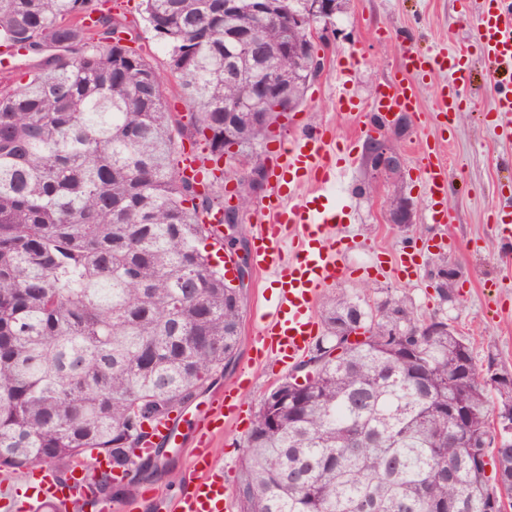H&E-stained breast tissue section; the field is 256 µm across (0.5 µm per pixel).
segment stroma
<instances>
[{"mask_svg":"<svg viewBox=\"0 0 512 512\" xmlns=\"http://www.w3.org/2000/svg\"><path fill=\"white\" fill-rule=\"evenodd\" d=\"M481 2L349 0L328 33L330 65L310 82L304 104L274 125L273 134L264 145L263 158L269 169L283 164L282 141L311 126L329 128L338 147L353 149L352 166L328 191L340 203L349 205L350 222L343 230L354 238L356 246L342 253L341 276L320 288L315 315H322L340 293L372 306L388 296L403 298L416 316L446 318L449 325L467 336L477 366H485L492 359L499 371L512 373V243L503 242L493 221V211L507 195V183L512 180V172L500 166L503 159H512V134L483 119L493 88L481 55L475 52L470 57L469 103L451 125H443L437 112V95L448 81L447 74L436 71L411 81L417 109L411 114L409 127L391 134L393 144L404 157L402 173L391 185L413 203L410 225L388 223L387 197L371 189L362 166L372 114L344 112L337 106V65L351 66L347 82L350 94L361 101H371L381 84L398 76L404 49L453 52L473 44L474 17ZM103 8L106 13L127 18L126 45L148 54L163 74L166 88H173L165 49L142 19L141 0H105ZM432 148L437 149L448 169V222L439 228L424 219L428 196L421 160ZM411 249L423 254L421 270L414 281L379 270L380 261H391ZM442 257L456 271L454 296L446 302L436 292V266ZM491 279L508 286L496 306L490 304L483 289L484 282ZM275 294L273 275L255 272L254 286L245 303L238 359L221 382L225 388L241 386L247 421L254 418L263 396L279 381L252 343V315L256 309L270 305ZM247 421L226 424L213 448L216 461L233 483L240 475Z\"/></svg>","mask_w":512,"mask_h":512,"instance_id":"stroma-1","label":"stroma"}]
</instances>
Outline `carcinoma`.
I'll return each mask as SVG.
<instances>
[{"label": "carcinoma", "instance_id": "cac0c4a2", "mask_svg": "<svg viewBox=\"0 0 512 512\" xmlns=\"http://www.w3.org/2000/svg\"><path fill=\"white\" fill-rule=\"evenodd\" d=\"M189 106L170 111L149 59L121 44L124 20L92 18L95 0H0V42L38 58L0 89V478L42 463L59 472L104 453L129 479L155 475L158 451L135 459L152 424L191 404L238 357L243 304L210 263L204 217L224 208L213 184L183 176V139L206 160L224 147L264 169L270 109H244L273 77L297 108L310 81L282 55L301 32V0H273L250 48L224 32L237 0H143ZM238 120L224 125V111ZM445 275L439 298L453 294ZM304 383L262 399L240 458L239 512H501L512 502V416L495 431L494 358L478 368L448 320L408 303L341 295L323 314ZM359 329L366 340L333 355ZM492 466L493 476L486 475ZM115 498L124 486L88 470Z\"/></svg>", "mask_w": 512, "mask_h": 512}]
</instances>
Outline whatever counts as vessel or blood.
Returning <instances> with one entry per match:
<instances>
[{"label":"vessel or blood","mask_w":512,"mask_h":512,"mask_svg":"<svg viewBox=\"0 0 512 512\" xmlns=\"http://www.w3.org/2000/svg\"><path fill=\"white\" fill-rule=\"evenodd\" d=\"M476 46L487 63L495 89L491 112L498 116L512 114V0H484L476 20ZM447 72L450 80L440 90L439 113L451 118L467 102V69L462 54H445L432 50L406 51L402 75L378 88L371 104L340 93L338 105L349 112L371 109L374 112H396L414 109L416 97L408 89L410 76H426L429 72ZM286 161L274 178L275 190L270 196V218L253 239L252 260L261 271H270L278 283L277 298L271 311L256 319L255 349L275 357L280 371H287L310 347L317 333L313 305L318 288L336 280L340 268L337 253L350 249L346 238L332 236L329 225L342 224L336 207L330 206L326 189L334 184L350 164L349 157L337 153L329 129L319 128L294 136L284 143ZM429 205L427 221L444 224L447 215L448 175L434 158H427ZM314 182L316 190L302 203H292L296 188ZM294 246L291 257H284L285 242ZM240 408L238 389L230 388L212 395L205 413L196 424V439L189 452L184 486L173 505V512H231V488L217 468L212 448L222 434L226 422L235 420ZM180 413L156 424L146 443L147 451L173 448L177 445ZM75 481L63 484L54 473L45 471L35 479L37 503L48 502L57 512H70L72 497L84 491L77 477L85 470L84 462L72 464Z\"/></svg>","instance_id":"1"}]
</instances>
